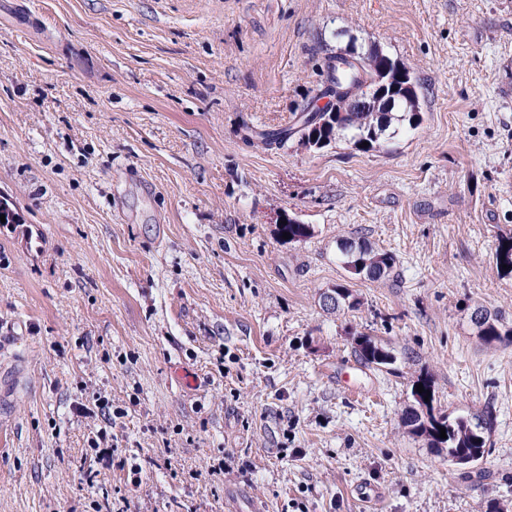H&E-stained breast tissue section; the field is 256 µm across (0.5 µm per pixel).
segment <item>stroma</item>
<instances>
[{
	"label": "stroma",
	"instance_id": "35a3bbf8",
	"mask_svg": "<svg viewBox=\"0 0 512 512\" xmlns=\"http://www.w3.org/2000/svg\"><path fill=\"white\" fill-rule=\"evenodd\" d=\"M352 45L420 125L265 148ZM0 201V512H512V343L470 323L512 315V0H0ZM424 374L492 408L481 477L402 426ZM340 249L346 258V268L369 280L389 277L396 265L394 254L375 250L365 241H345ZM470 322L477 336L487 345L512 342V318L507 319L501 311L477 307L470 314ZM358 341V353L361 360L367 365H388L394 356L385 346L379 344L369 336H362Z\"/></svg>",
	"mask_w": 512,
	"mask_h": 512
}]
</instances>
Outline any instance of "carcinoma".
I'll list each match as a JSON object with an SVG mask.
<instances>
[{
	"label": "carcinoma",
	"mask_w": 512,
	"mask_h": 512,
	"mask_svg": "<svg viewBox=\"0 0 512 512\" xmlns=\"http://www.w3.org/2000/svg\"><path fill=\"white\" fill-rule=\"evenodd\" d=\"M369 71L364 65L357 66L343 56H332L327 66L328 87L336 90V94L350 90L360 84ZM419 113L413 111L412 103L404 100L389 112H355L351 117L336 116L327 121L325 116L305 114L301 116L298 125L265 130L258 134L260 142L266 147H281L291 139H301L304 135L316 134L327 142L332 143L342 139L360 148L362 143L373 147L384 135L394 137L404 126L415 127L419 124ZM289 233L291 242H299L311 236V228L307 224H296L292 221L277 227L278 235ZM341 252L345 256L346 268L351 273L379 280L390 276L395 265L396 257L390 252H382L362 241H346L341 244ZM497 269L507 265L506 274L512 275V235H502L498 238L493 254ZM336 294V305L354 308L359 301L353 297L349 288L338 284L331 289ZM470 322L477 336L487 345L512 342V319H507L500 311H490L484 307L475 308L470 314ZM358 353L367 365H388L394 356L385 346L369 336H363L358 341ZM423 384L424 391H433L431 380L422 376L412 385L413 404L406 407L401 414V422L408 428L409 433L427 440L430 447L446 448L448 454L454 455L465 452L477 456L481 460L489 452L487 448L489 430L493 428L494 416L491 408L487 407L471 417L452 418L434 406L435 395L429 400L419 399L417 384ZM445 429L447 438L440 437V429Z\"/></svg>",
	"instance_id": "obj_1"
}]
</instances>
